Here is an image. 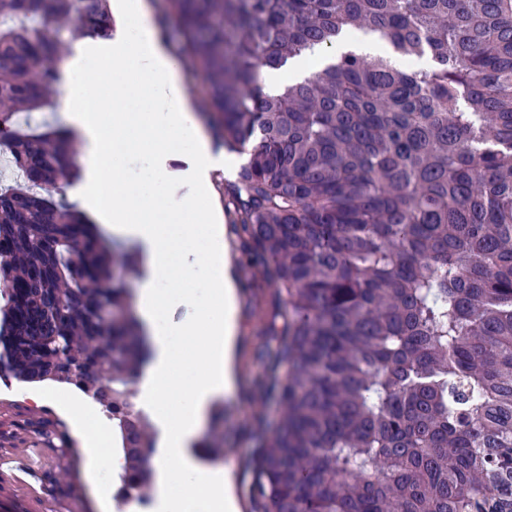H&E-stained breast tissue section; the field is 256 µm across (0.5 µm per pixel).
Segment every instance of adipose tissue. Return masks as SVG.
I'll list each match as a JSON object with an SVG mask.
<instances>
[{
  "instance_id": "adipose-tissue-1",
  "label": "adipose tissue",
  "mask_w": 512,
  "mask_h": 512,
  "mask_svg": "<svg viewBox=\"0 0 512 512\" xmlns=\"http://www.w3.org/2000/svg\"><path fill=\"white\" fill-rule=\"evenodd\" d=\"M112 15L119 39L65 62V89L58 103L82 144L83 173L69 193L99 211L113 236L134 243L139 256L134 312L144 330L147 362L135 401L150 413L158 431L153 461L158 512H223L224 473L204 466L195 445L212 405L237 381V289L222 215L209 193L211 171L232 168L234 159L214 155L184 91L182 61L154 24L148 0H113ZM93 61L101 71L90 69ZM93 101L111 102L112 109L92 111ZM186 140L193 168L169 170L173 146ZM132 155L143 159L145 168L139 192L130 196L124 186L126 160ZM161 207L167 212L163 224L156 217ZM198 237L205 240L206 252L191 248ZM174 260L182 277L169 272ZM186 277L204 282L202 295L186 291ZM185 304L193 306L192 316L170 324L167 312ZM185 336L196 339L188 358L201 363L187 379L178 370V342ZM174 466L183 474L178 489L168 479Z\"/></svg>"
}]
</instances>
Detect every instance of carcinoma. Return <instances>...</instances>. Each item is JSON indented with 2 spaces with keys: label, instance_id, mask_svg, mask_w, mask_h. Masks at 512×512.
Wrapping results in <instances>:
<instances>
[{
  "label": "carcinoma",
  "instance_id": "obj_1",
  "mask_svg": "<svg viewBox=\"0 0 512 512\" xmlns=\"http://www.w3.org/2000/svg\"><path fill=\"white\" fill-rule=\"evenodd\" d=\"M209 74L205 120L245 156L224 184L239 249L271 289L251 395L276 420L243 462L249 512H512V0H168ZM109 0L0 9V317L93 354L131 462L156 452L135 411L143 333L132 254L64 202L63 131L33 124L57 64L112 31ZM361 31L405 65L352 53L265 91L267 67ZM58 381L45 371L0 375ZM224 414L214 415L213 458Z\"/></svg>",
  "mask_w": 512,
  "mask_h": 512
}]
</instances>
